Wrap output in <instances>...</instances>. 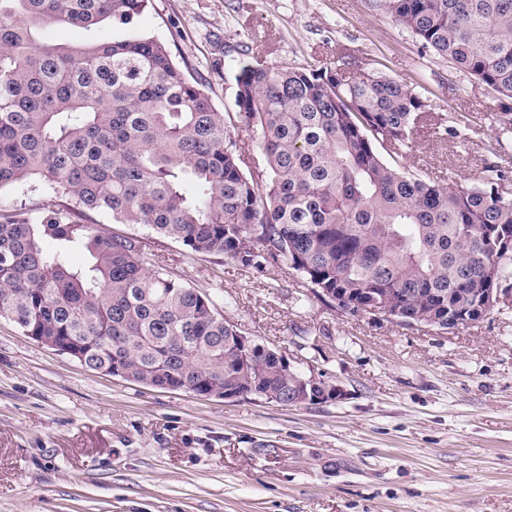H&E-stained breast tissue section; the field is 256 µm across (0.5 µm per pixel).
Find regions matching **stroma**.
Listing matches in <instances>:
<instances>
[{
	"label": "stroma",
	"mask_w": 512,
	"mask_h": 512,
	"mask_svg": "<svg viewBox=\"0 0 512 512\" xmlns=\"http://www.w3.org/2000/svg\"><path fill=\"white\" fill-rule=\"evenodd\" d=\"M138 32L164 41L236 112L240 36L274 66L349 56L414 89L426 112L405 162L454 185L512 169L495 95L424 49L372 0H148ZM151 243L161 266L338 402L202 398L105 376L0 319V512H512V297L437 334L345 316L275 265L189 254L142 224L93 214Z\"/></svg>",
	"instance_id": "1"
}]
</instances>
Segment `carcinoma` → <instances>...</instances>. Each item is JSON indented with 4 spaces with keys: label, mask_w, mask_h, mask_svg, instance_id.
Returning <instances> with one entry per match:
<instances>
[{
    "label": "carcinoma",
    "mask_w": 512,
    "mask_h": 512,
    "mask_svg": "<svg viewBox=\"0 0 512 512\" xmlns=\"http://www.w3.org/2000/svg\"><path fill=\"white\" fill-rule=\"evenodd\" d=\"M147 0H0V189L39 180L53 205L0 213V317L96 372L203 396L220 386L288 397L292 376L250 355L238 324L108 213L190 252L274 264L328 303L402 302L405 324L448 319L512 289V172L454 186L399 156L423 118L407 85L353 64L235 75L238 112L134 33ZM422 44L489 88L512 134V0H375ZM109 23L112 40L45 46L50 25ZM252 133L245 148L233 129ZM193 186V193L185 191ZM86 252L85 265L70 252Z\"/></svg>",
    "instance_id": "carcinoma-1"
}]
</instances>
